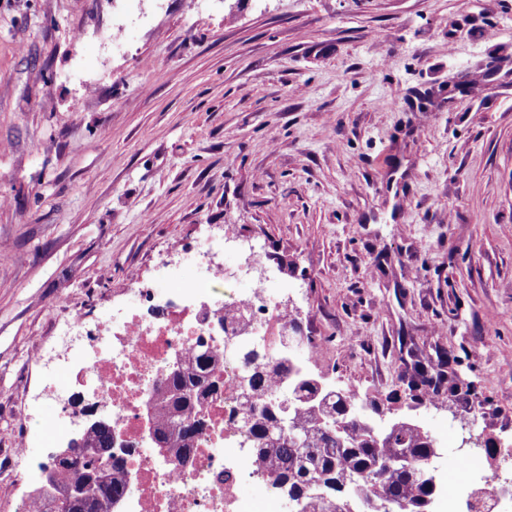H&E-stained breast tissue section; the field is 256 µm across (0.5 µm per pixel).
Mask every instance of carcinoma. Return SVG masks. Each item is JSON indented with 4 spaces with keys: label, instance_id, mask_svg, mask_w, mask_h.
Returning a JSON list of instances; mask_svg holds the SVG:
<instances>
[{
    "label": "carcinoma",
    "instance_id": "obj_1",
    "mask_svg": "<svg viewBox=\"0 0 512 512\" xmlns=\"http://www.w3.org/2000/svg\"><path fill=\"white\" fill-rule=\"evenodd\" d=\"M284 337L238 349L244 366L239 386L250 400L245 416L248 438L256 460L273 483L296 502L298 512H386L384 505L399 503L407 512H430L436 492L424 478L430 463L431 436L419 426L398 419L380 431L373 422L347 408L352 401L362 409L379 410L377 399H362L355 392L330 388L315 375L286 357ZM218 355L196 350L182 363L181 372L159 394L161 420L158 430L168 441L167 452L183 460L195 435L203 428L198 416L207 396L218 390L211 380ZM408 389L428 397L458 389L459 379L451 361L416 357L406 370ZM304 447H294V440ZM109 432L92 430L68 445L72 457L56 466L50 483L65 504L63 512H110L127 490L120 469L110 465ZM86 448L103 454L89 458ZM397 455H409L417 469H381L379 464ZM97 480L96 495L71 502V489Z\"/></svg>",
    "mask_w": 512,
    "mask_h": 512
}]
</instances>
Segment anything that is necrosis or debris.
Returning a JSON list of instances; mask_svg holds the SVG:
<instances>
[{"label": "necrosis or debris", "mask_w": 512, "mask_h": 512, "mask_svg": "<svg viewBox=\"0 0 512 512\" xmlns=\"http://www.w3.org/2000/svg\"><path fill=\"white\" fill-rule=\"evenodd\" d=\"M177 252L182 263L201 268L203 276L186 283L179 271H172L164 310L155 306L154 284L140 282L128 289L115 325L80 316L68 324L62 349L43 379L44 395L55 407L45 438L68 440L66 424L77 413L74 401L88 396L108 410L115 438L112 458L129 478L115 512H288L283 493L244 446L241 368L223 352L230 336L279 335L288 324V309L273 289H238L240 280L262 268L256 250L232 270L214 262L213 246L205 241L180 245ZM202 344L223 353L213 373L222 388L204 403L205 428L180 462L149 444L144 422L169 364ZM62 371L70 374L65 390L57 384ZM245 485L255 489L256 499L242 496Z\"/></svg>", "instance_id": "4bbe7bcc"}]
</instances>
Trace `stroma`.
I'll return each mask as SVG.
<instances>
[{
    "instance_id": "obj_1",
    "label": "stroma",
    "mask_w": 512,
    "mask_h": 512,
    "mask_svg": "<svg viewBox=\"0 0 512 512\" xmlns=\"http://www.w3.org/2000/svg\"><path fill=\"white\" fill-rule=\"evenodd\" d=\"M228 224L304 367L434 440L442 512L463 439L512 442V0H0V512L52 452L36 345ZM408 389L418 390L423 396L432 399L441 392H454L458 389L459 379L452 368L451 361L444 353L437 355V359L416 356L407 366Z\"/></svg>"
}]
</instances>
